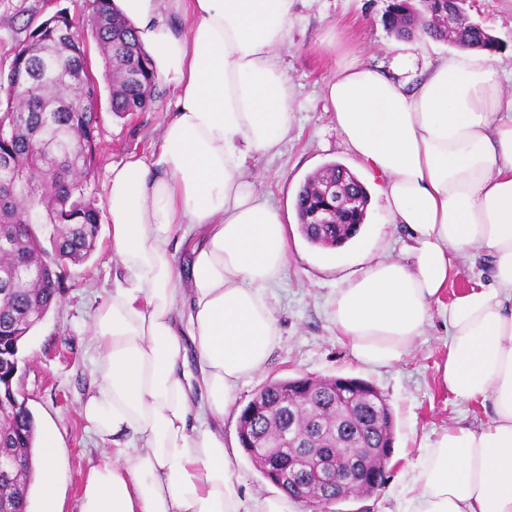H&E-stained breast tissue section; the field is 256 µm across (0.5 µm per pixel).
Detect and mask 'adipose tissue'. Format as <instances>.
Wrapping results in <instances>:
<instances>
[{
	"instance_id": "obj_1",
	"label": "adipose tissue",
	"mask_w": 512,
	"mask_h": 512,
	"mask_svg": "<svg viewBox=\"0 0 512 512\" xmlns=\"http://www.w3.org/2000/svg\"><path fill=\"white\" fill-rule=\"evenodd\" d=\"M293 0H111L131 24L176 111L150 158L113 166L106 185L120 273L89 324L96 387L81 416L112 461L92 466L80 512H306L287 495L242 492L224 443L241 385L277 346L270 290L288 258L279 210L246 172L249 155L287 136L294 95L277 50ZM189 17L174 27L169 13ZM389 71L355 59L323 96L336 129L374 180L408 260L370 255L343 280L332 318L353 358L391 367L432 322V307L467 249L492 275L441 316L448 350L436 367L456 400L490 406L478 426L449 424L405 487L406 512H512V96L497 68L471 52ZM188 274L175 264L189 235ZM198 369L190 371L188 347ZM60 446L40 448L41 512H63Z\"/></svg>"
}]
</instances>
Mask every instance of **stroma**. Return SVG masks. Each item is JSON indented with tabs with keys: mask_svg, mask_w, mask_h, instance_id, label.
Segmentation results:
<instances>
[{
	"mask_svg": "<svg viewBox=\"0 0 512 512\" xmlns=\"http://www.w3.org/2000/svg\"><path fill=\"white\" fill-rule=\"evenodd\" d=\"M390 0H295L287 42L278 55L292 84L295 111L287 137L277 152L258 154L247 175L268 193L281 211L288 230V261L272 303L280 342L267 368L240 387L224 420V441L237 444L241 408L266 383L311 375L352 376L372 383L386 398L395 418L393 453L386 465V481L374 494L351 500L343 512H403L404 487L427 446L454 420L479 424L489 410L460 402L440 387L436 365L447 353L448 338L441 317L416 339L411 354L391 368L358 364L336 334L329 301L338 284L357 275L363 259L349 246L336 252L308 244L298 231L294 200L305 178L328 163L351 165L353 158L336 130L323 87L351 54L389 68L404 45L386 29L383 16ZM81 18L89 0H0V78H6L23 27L34 28L58 10ZM469 20L480 23L502 44L490 57L498 68L512 65V0H468ZM175 92L159 83L147 111L123 118L101 90L96 109L98 153L88 195L104 200L113 165L130 156L149 157L159 142L164 123L175 110ZM366 222L379 228L373 245L378 254L404 258L408 241L401 229L387 224L378 197H371ZM116 259L110 251V227L101 224L91 258L67 264L61 271L63 290L54 305L20 349L15 386L26 398L38 427L53 424L62 443L61 493L64 512H79V499L88 469L111 460V444L101 442L79 414V404L94 386L95 347L88 332L94 308L112 290Z\"/></svg>",
	"mask_w": 512,
	"mask_h": 512,
	"instance_id": "1",
	"label": "stroma"
}]
</instances>
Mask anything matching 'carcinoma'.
<instances>
[{"mask_svg": "<svg viewBox=\"0 0 512 512\" xmlns=\"http://www.w3.org/2000/svg\"><path fill=\"white\" fill-rule=\"evenodd\" d=\"M408 13L405 0H391L384 17L387 30L399 39L422 37L450 42L458 47L495 53L496 37L464 14L456 17L453 33L434 24L431 18L455 12L456 0H427ZM90 31L104 57L103 81L110 90L112 112L120 117L144 111L151 102L157 77L150 59L131 25L109 0H90V10L78 23L69 13L52 15L26 33L15 49L0 98V125L8 134L0 137V232L13 237L12 247L0 252V399L11 409L0 420V452L20 458L21 470L8 480L0 479V497L12 512H29L33 484L37 430L26 398L11 379L20 344L34 328L30 317L43 314L56 304L62 282L59 269L81 263L92 254L101 224V208L85 195L94 173L98 114L94 105L100 92L94 75L86 73L88 52L84 31ZM324 176L340 184L345 194L360 193L363 206L351 215L364 223L369 194L364 184L340 163L322 168ZM317 175L301 185L295 210L300 231L312 245L333 248L345 243L354 232L340 225L306 223L315 207L328 206L317 191ZM37 207L31 208V200ZM51 257L55 265L33 277L13 284L5 273L19 264L39 267ZM351 390L349 404L336 399L331 387L310 380L287 378L272 381L260 390L264 399L280 408L282 390L301 385L297 404L274 416L250 415L247 403L238 416L240 447L250 460V448L264 445L283 459L295 448H323V459L338 463L349 458L352 448L383 452L393 447L395 422L391 408L369 400L375 387L362 379ZM292 440H282L284 427ZM372 486L351 490L341 485L329 494L313 493L308 506L320 510L351 498L371 493Z\"/></svg>", "mask_w": 512, "mask_h": 512, "instance_id": "carcinoma-1", "label": "carcinoma"}]
</instances>
